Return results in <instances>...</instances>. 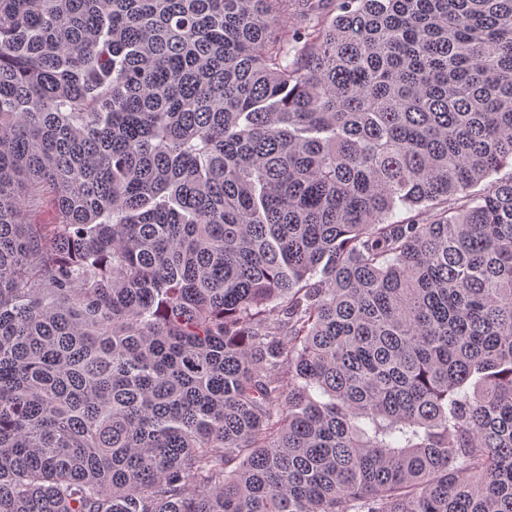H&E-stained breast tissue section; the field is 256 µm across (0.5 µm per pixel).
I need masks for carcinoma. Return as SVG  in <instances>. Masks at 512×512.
<instances>
[{"mask_svg":"<svg viewBox=\"0 0 512 512\" xmlns=\"http://www.w3.org/2000/svg\"><path fill=\"white\" fill-rule=\"evenodd\" d=\"M0 512H512V0H0Z\"/></svg>","mask_w":512,"mask_h":512,"instance_id":"cac0c4a2","label":"carcinoma"}]
</instances>
